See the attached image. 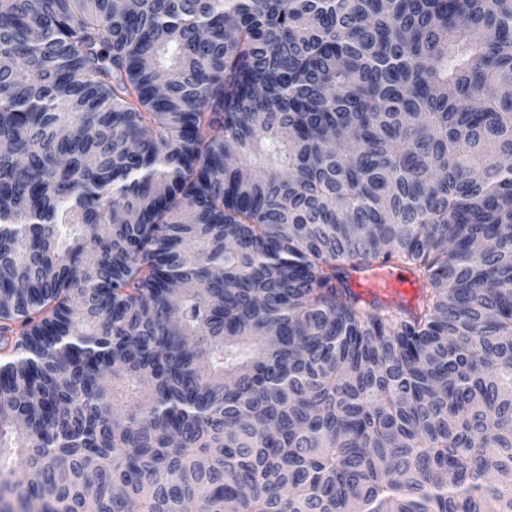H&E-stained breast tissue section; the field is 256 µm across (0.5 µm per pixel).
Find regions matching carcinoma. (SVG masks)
<instances>
[{"label":"carcinoma","instance_id":"obj_1","mask_svg":"<svg viewBox=\"0 0 512 512\" xmlns=\"http://www.w3.org/2000/svg\"><path fill=\"white\" fill-rule=\"evenodd\" d=\"M0 142L22 506L512 512V0H0ZM409 271L407 268L403 267ZM398 264L376 265L364 270L351 271L348 283L351 290L365 302L399 303L412 309L418 288L410 271Z\"/></svg>","mask_w":512,"mask_h":512}]
</instances>
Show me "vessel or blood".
<instances>
[{"label": "vessel or blood", "mask_w": 512, "mask_h": 512, "mask_svg": "<svg viewBox=\"0 0 512 512\" xmlns=\"http://www.w3.org/2000/svg\"><path fill=\"white\" fill-rule=\"evenodd\" d=\"M348 283L364 301L399 303L409 309L413 308L418 294L412 277L394 263L351 272Z\"/></svg>", "instance_id": "b4317fda"}]
</instances>
